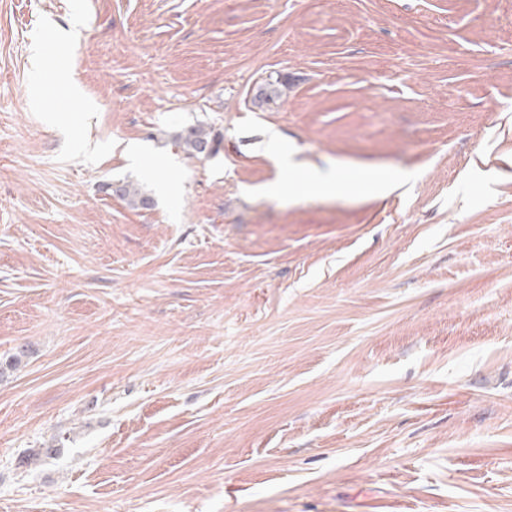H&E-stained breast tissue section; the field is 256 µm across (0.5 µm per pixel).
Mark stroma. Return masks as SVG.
<instances>
[{
	"instance_id": "obj_1",
	"label": "stroma",
	"mask_w": 512,
	"mask_h": 512,
	"mask_svg": "<svg viewBox=\"0 0 512 512\" xmlns=\"http://www.w3.org/2000/svg\"><path fill=\"white\" fill-rule=\"evenodd\" d=\"M22 345L0 512H512V0H0ZM179 146L194 157L208 156L220 149L221 140L211 136L203 126H191L176 134ZM402 176L398 172L393 173L390 177H374L373 172H366L363 174L357 169H346L337 167L326 176H310L302 175L300 183L305 186H313L312 192L326 191L331 187H336V184L344 188L348 193L357 190L358 186L367 181L377 192H383L394 181L401 179Z\"/></svg>"
}]
</instances>
